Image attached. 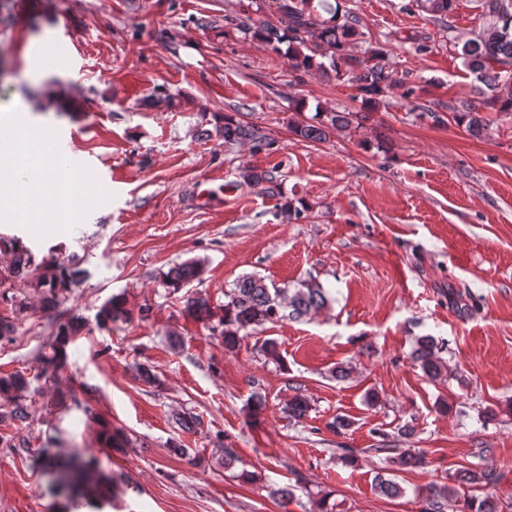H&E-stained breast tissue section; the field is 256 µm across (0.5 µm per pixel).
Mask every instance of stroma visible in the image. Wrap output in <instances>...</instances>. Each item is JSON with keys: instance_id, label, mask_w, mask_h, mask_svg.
<instances>
[{"instance_id": "1", "label": "stroma", "mask_w": 512, "mask_h": 512, "mask_svg": "<svg viewBox=\"0 0 512 512\" xmlns=\"http://www.w3.org/2000/svg\"><path fill=\"white\" fill-rule=\"evenodd\" d=\"M27 2L24 22L0 19V144L19 141L18 119L50 152L75 131L63 174L91 165L98 175L77 196L81 222L59 232L0 214V237L35 258L14 278L0 253V320L14 326L0 339V376L24 373L33 401L27 422L0 418V512H419L432 485L455 486L446 512H468L471 490L454 473L483 448L503 475L487 493L512 512V113L484 110L479 137L446 120L448 105L476 98L457 48L481 25L474 0H457L450 27L409 0H341L407 79L365 128L321 143L291 124L361 102L348 80L293 71L285 52L239 31L243 14L277 17L279 0ZM224 114L258 125L271 146L218 139ZM247 167L272 172L279 195L240 184ZM287 200L299 217L282 213ZM53 256L80 275L49 307L37 282ZM191 259L200 277L166 288L163 273ZM246 274L279 288L313 279L332 300L229 352L185 301L222 306ZM115 295L132 320L98 327ZM73 315L85 326L65 364L43 366L39 353ZM426 335L447 343L436 380L411 358ZM269 339L286 368L266 360ZM139 363L156 383L136 376ZM340 363L351 368L344 381L331 375ZM256 391L268 407L254 422ZM297 391L311 404L299 422L283 410ZM178 414L197 427L179 428ZM339 417L351 422L342 433ZM105 427L126 445L105 447ZM346 448L358 467L342 463ZM385 448L426 456L398 472L395 499L374 488ZM78 452L94 456L100 487L55 494L43 458L66 464ZM244 470L257 481L243 482ZM297 481L299 500L271 496Z\"/></svg>"}]
</instances>
